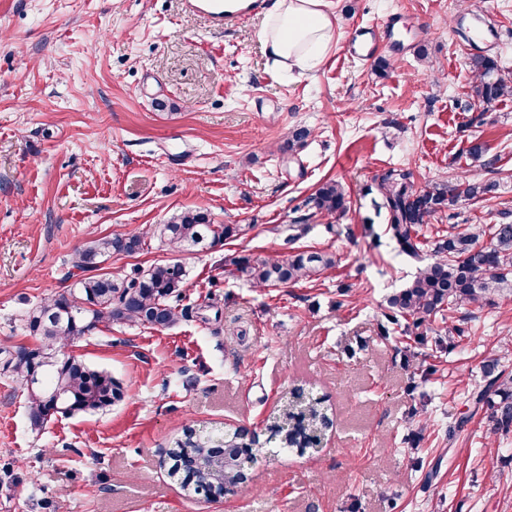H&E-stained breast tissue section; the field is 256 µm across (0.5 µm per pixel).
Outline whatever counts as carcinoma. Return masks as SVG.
<instances>
[{"mask_svg":"<svg viewBox=\"0 0 512 512\" xmlns=\"http://www.w3.org/2000/svg\"><path fill=\"white\" fill-rule=\"evenodd\" d=\"M475 73V103L488 106L512 96V77L500 72L495 59L478 55L472 59ZM312 131L298 126L288 136L291 152L307 145ZM497 179H478L463 175L424 188L417 187L412 173L393 168L378 178L379 208L386 210L388 224L400 251L422 262L414 278L388 298V320L403 332L419 328L430 317L445 316L462 306L495 304L503 293L512 294V223L485 224L458 229L436 240L422 235V229L436 215L453 209L460 202H486L499 193ZM314 213L327 219L345 215L348 198L344 186L336 180L320 184L309 198ZM241 224H216L210 214L187 210L173 216L169 223L152 230L174 252H190L246 234ZM489 235L490 245H478L479 237ZM142 233L115 234L90 241L75 254L74 267L88 276L79 277L69 291L29 312L25 328L36 337L34 347L1 349L0 369L26 386L28 416L35 427L47 422V412L62 408L61 415L97 413L124 398L122 384L104 370L90 367L71 354L68 347L101 324H137L167 328L188 315L180 306L184 299L186 270L179 263L154 264L139 270L131 278L93 274L114 255H132L143 249ZM335 266L333 256L311 251H297L286 257L250 260L230 257L226 272L241 273L256 287L298 284L312 281ZM496 358L482 363L487 384L471 394L474 407L488 406L493 432L512 431V378L498 370ZM298 407L283 410L269 426L267 443L282 450L305 452L321 443V436L331 420L322 400L311 398ZM249 449L240 465L247 468L257 461L253 445L235 430L222 434L200 433L189 429L185 438L170 449L169 476L176 477L178 463L194 468V479L185 482L195 495L210 497L214 474L194 467L209 449L224 445Z\"/></svg>","mask_w":512,"mask_h":512,"instance_id":"obj_1","label":"carcinoma"}]
</instances>
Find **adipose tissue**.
Segmentation results:
<instances>
[{"label":"adipose tissue","instance_id":"adipose-tissue-1","mask_svg":"<svg viewBox=\"0 0 512 512\" xmlns=\"http://www.w3.org/2000/svg\"><path fill=\"white\" fill-rule=\"evenodd\" d=\"M334 30L326 0H272L258 36L275 67L306 76L322 63Z\"/></svg>","mask_w":512,"mask_h":512}]
</instances>
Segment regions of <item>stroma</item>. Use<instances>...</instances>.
Wrapping results in <instances>:
<instances>
[{
  "mask_svg": "<svg viewBox=\"0 0 512 512\" xmlns=\"http://www.w3.org/2000/svg\"><path fill=\"white\" fill-rule=\"evenodd\" d=\"M330 49L305 77L272 68L262 15L231 29L182 0H0V348L35 346L25 319L66 292L78 248L204 210L241 238L176 253L149 238L116 256L117 277L164 262L186 271L189 317L165 329L98 326L71 350L118 379L110 410L32 428L26 392L0 373V512H512V433L491 431L469 393L485 358L512 375V298L453 312L467 332L449 353L441 320L401 335L387 298L419 264L376 207V179L404 168L417 186L466 172L472 139L497 157V198L432 219L437 237L512 213V98L470 108L473 55L512 74V0H330ZM399 20L392 66L356 62L348 41ZM313 131L297 153L296 126ZM347 189L338 230L306 199ZM314 249L318 279L256 288L230 256ZM320 397L332 424L318 448L259 455L245 483L195 500L168 475L187 427L243 428L266 440L293 389ZM468 422L449 433L460 417Z\"/></svg>",
  "mask_w": 512,
  "mask_h": 512,
  "instance_id": "35a3bbf8",
  "label": "stroma"
}]
</instances>
